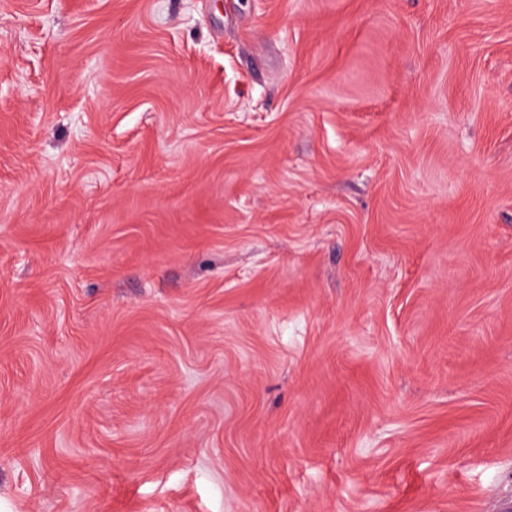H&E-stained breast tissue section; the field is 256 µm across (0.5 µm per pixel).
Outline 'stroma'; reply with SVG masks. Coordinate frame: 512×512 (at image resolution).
I'll use <instances>...</instances> for the list:
<instances>
[{
  "mask_svg": "<svg viewBox=\"0 0 512 512\" xmlns=\"http://www.w3.org/2000/svg\"><path fill=\"white\" fill-rule=\"evenodd\" d=\"M0 512H512V0H0Z\"/></svg>",
  "mask_w": 512,
  "mask_h": 512,
  "instance_id": "obj_1",
  "label": "stroma"
}]
</instances>
